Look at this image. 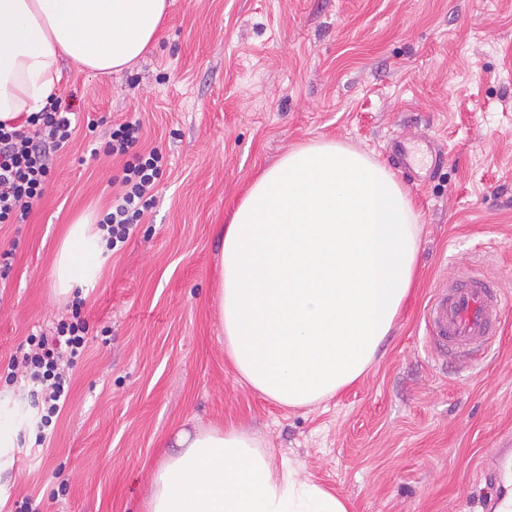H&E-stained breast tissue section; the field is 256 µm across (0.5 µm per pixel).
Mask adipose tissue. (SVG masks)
Instances as JSON below:
<instances>
[{"instance_id":"obj_1","label":"adipose tissue","mask_w":512,"mask_h":512,"mask_svg":"<svg viewBox=\"0 0 512 512\" xmlns=\"http://www.w3.org/2000/svg\"><path fill=\"white\" fill-rule=\"evenodd\" d=\"M169 0H0V124L38 112L69 60L90 74L132 67L154 45ZM422 216L384 161L313 139L265 169L223 229L218 311L224 351L276 404H317L374 365L419 263ZM96 221L74 222L54 288L94 287L111 256ZM145 512H351L349 500L273 466L263 442L229 425L176 434Z\"/></svg>"}]
</instances>
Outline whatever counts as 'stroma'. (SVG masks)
Returning a JSON list of instances; mask_svg holds the SVG:
<instances>
[{
  "label": "stroma",
  "instance_id": "1",
  "mask_svg": "<svg viewBox=\"0 0 512 512\" xmlns=\"http://www.w3.org/2000/svg\"><path fill=\"white\" fill-rule=\"evenodd\" d=\"M81 128L28 223L0 224L12 270L0 291V364L64 313L59 243L106 214L126 157L91 155L88 120L140 119L167 164L155 204L85 292L88 352L49 445L34 398L0 391L19 426L0 458V512L32 494L45 512H142L178 430L235 425L274 465L349 499L352 512H493L512 448V308L476 363L424 346L422 310L445 280L479 272L512 291V0H172L155 46L109 76L62 62ZM445 148L401 173L422 214L417 282L377 364L309 408L239 381L217 297L221 230L264 169L334 138L389 161L401 131Z\"/></svg>",
  "mask_w": 512,
  "mask_h": 512
}]
</instances>
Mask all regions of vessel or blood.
<instances>
[{
  "label": "vessel or blood",
  "instance_id": "1",
  "mask_svg": "<svg viewBox=\"0 0 512 512\" xmlns=\"http://www.w3.org/2000/svg\"><path fill=\"white\" fill-rule=\"evenodd\" d=\"M512 295L481 274L460 276L435 289L423 312L425 340L443 360L465 362L499 336Z\"/></svg>",
  "mask_w": 512,
  "mask_h": 512
}]
</instances>
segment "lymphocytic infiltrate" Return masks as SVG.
I'll return each instance as SVG.
<instances>
[{"label":"lymphocytic infiltrate","instance_id":"lymphocytic-infiltrate-1","mask_svg":"<svg viewBox=\"0 0 512 512\" xmlns=\"http://www.w3.org/2000/svg\"><path fill=\"white\" fill-rule=\"evenodd\" d=\"M69 112L62 97L53 95L41 111L30 113L24 125L0 124V224L27 223L48 182L54 155L69 145L75 133ZM140 134L137 121L110 126L105 133V155L134 157L123 169L122 194L99 222L108 231L111 249L133 235L154 202L153 190L162 173V152L155 148L138 151ZM83 306V299L74 297L68 314L29 335L26 349L13 355L6 372L0 373L5 385L31 387L39 414L36 441L40 444L64 409L72 389V369L87 350Z\"/></svg>","mask_w":512,"mask_h":512}]
</instances>
